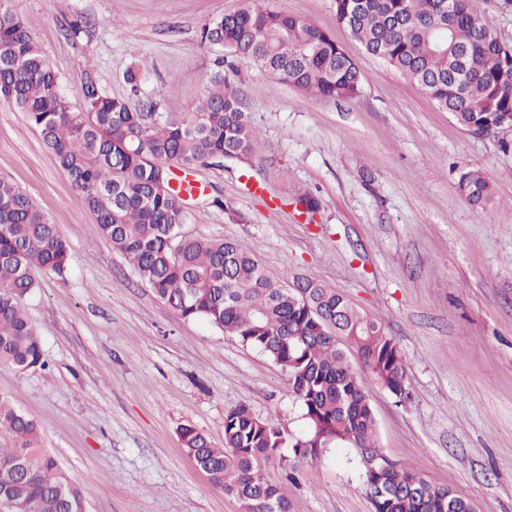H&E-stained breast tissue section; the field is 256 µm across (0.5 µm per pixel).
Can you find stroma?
Here are the masks:
<instances>
[{
  "label": "stroma",
  "mask_w": 512,
  "mask_h": 512,
  "mask_svg": "<svg viewBox=\"0 0 512 512\" xmlns=\"http://www.w3.org/2000/svg\"><path fill=\"white\" fill-rule=\"evenodd\" d=\"M245 0H9L72 106L87 76L144 112L194 111L214 65L204 23ZM307 18L362 68L361 95L324 100L238 60L260 133L250 169L197 167L206 202L185 232L234 241L279 280L318 278L380 320L403 354L409 397L372 379L383 454L397 468L512 512V130H462L417 85L367 57L332 0H266ZM81 20L71 35L69 25ZM141 65L138 89L124 79ZM493 185L484 211L457 191L460 169ZM0 177L17 183L70 245L60 275L34 269L25 310L46 368H0V393L39 424L42 446L88 494L87 512H241L182 450L189 424L224 443V413L307 431L286 374L262 352L181 319L103 240L24 113L0 104ZM314 196L313 218L291 203ZM221 206H214L212 198ZM277 480L290 512H372L355 449L327 445Z\"/></svg>",
  "instance_id": "stroma-1"
}]
</instances>
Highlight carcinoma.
I'll use <instances>...</instances> for the list:
<instances>
[{"label":"carcinoma","mask_w":512,"mask_h":512,"mask_svg":"<svg viewBox=\"0 0 512 512\" xmlns=\"http://www.w3.org/2000/svg\"><path fill=\"white\" fill-rule=\"evenodd\" d=\"M336 19L365 53L419 85L463 130L489 136L512 125V45L500 42L468 0H334ZM201 43L215 55L193 112H142L105 95L87 77L84 103L59 89L32 26L0 0V103L25 113L60 170L93 214L104 240L140 280L184 320H202L267 355L287 375L308 431L287 437L240 404L224 413V445L192 425L180 427L185 452L211 485L236 498L241 512H289L267 468L288 473L290 456L343 444L355 449L373 512H473L472 503L427 479L399 470L376 442L362 371L402 399L407 363L382 323L354 308L324 281L293 287L270 278L255 254L226 239L187 236L180 190L200 165L247 164L258 133L240 87L224 71L250 60L289 85L326 100L362 92L360 66L330 35L301 16L248 0L204 24ZM457 191L489 209L493 187L478 168H464ZM69 244L14 182L0 178V367L44 366L41 339L22 302L35 288L32 268L62 274ZM0 427L17 438L0 448V501L25 512H87L85 489L41 448L37 422L0 394Z\"/></svg>","instance_id":"cac0c4a2"}]
</instances>
